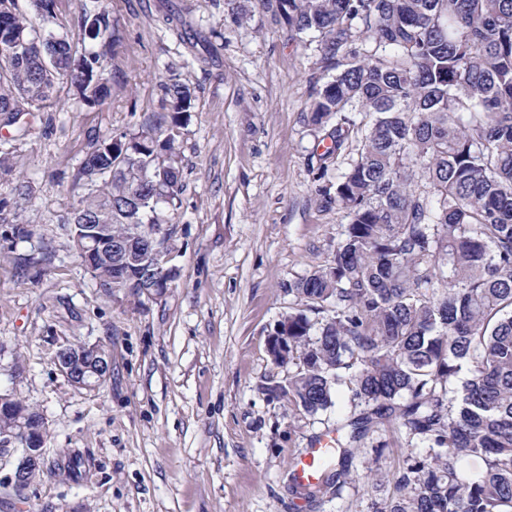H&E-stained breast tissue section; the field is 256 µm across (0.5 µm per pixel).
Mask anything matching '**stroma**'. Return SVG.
<instances>
[{
	"mask_svg": "<svg viewBox=\"0 0 512 512\" xmlns=\"http://www.w3.org/2000/svg\"><path fill=\"white\" fill-rule=\"evenodd\" d=\"M125 40L108 66L111 99L90 108L69 89L56 111L0 125L20 172L0 174V388L42 413L43 472L24 496L0 466V512H373L388 494L367 467L393 475L428 447L376 432L340 494L295 493L294 460L354 412L339 386L309 417L274 398L287 376L268 341L295 307L290 286L331 260L349 222L323 207L356 146L321 169L330 126L306 120L322 83L318 41L252 6L236 20L224 0H108ZM195 89L180 141L181 218L162 296L98 288L62 218L85 192L77 171L93 140L158 111L169 76ZM29 198L18 200V180ZM40 258L22 267L25 256ZM70 344L112 351L99 388L72 386L54 363Z\"/></svg>",
	"mask_w": 512,
	"mask_h": 512,
	"instance_id": "stroma-1",
	"label": "stroma"
}]
</instances>
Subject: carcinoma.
I'll use <instances>...</instances> for the list:
<instances>
[{"label": "carcinoma", "instance_id": "carcinoma-1", "mask_svg": "<svg viewBox=\"0 0 512 512\" xmlns=\"http://www.w3.org/2000/svg\"><path fill=\"white\" fill-rule=\"evenodd\" d=\"M273 1L336 71L308 105L309 124L335 122L321 168L357 149L322 194L350 222L331 262L289 288L297 306L273 332L288 377L268 391L314 416L346 384L367 409L336 428L338 468L327 455L297 487L311 502L341 490L356 445L391 429L430 453L402 460L375 512H512V0H259ZM122 40L105 0L65 22L56 0H0V113L54 112L64 83L104 107ZM161 88L164 114L92 144L63 223L170 240L193 90Z\"/></svg>", "mask_w": 512, "mask_h": 512}]
</instances>
